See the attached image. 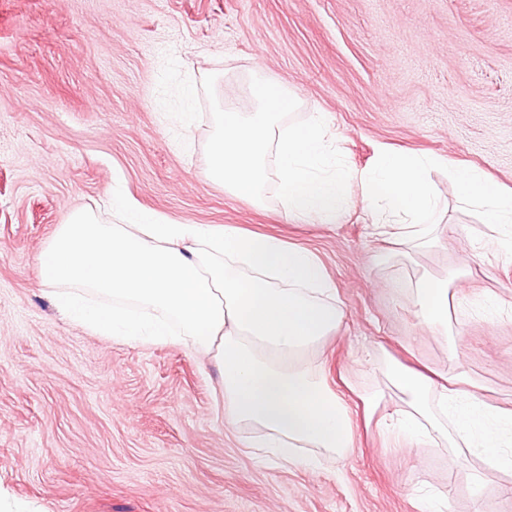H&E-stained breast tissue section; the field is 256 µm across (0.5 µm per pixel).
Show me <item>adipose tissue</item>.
<instances>
[{
	"mask_svg": "<svg viewBox=\"0 0 512 512\" xmlns=\"http://www.w3.org/2000/svg\"><path fill=\"white\" fill-rule=\"evenodd\" d=\"M118 224L79 211L39 256L56 308L98 336L175 343L219 375L226 424L246 430L247 454L311 467L355 446V416L325 380L312 350L340 328L344 311L318 257L233 224H174L116 198ZM449 279L421 277L409 299L420 322L448 335ZM384 440L478 455L485 468L512 469V409L478 400L462 376L425 364L388 366L364 397Z\"/></svg>",
	"mask_w": 512,
	"mask_h": 512,
	"instance_id": "adipose-tissue-1",
	"label": "adipose tissue"
}]
</instances>
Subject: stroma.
I'll list each match as a JSON object with an SVG mask.
<instances>
[{"label": "stroma", "mask_w": 512, "mask_h": 512, "mask_svg": "<svg viewBox=\"0 0 512 512\" xmlns=\"http://www.w3.org/2000/svg\"><path fill=\"white\" fill-rule=\"evenodd\" d=\"M221 106L254 76L324 113L346 163L381 150L473 165L512 188V0H0V512H512V470L480 494L478 456L449 463L393 450L356 421V446L314 469L260 462L217 411V371L181 346L124 343L70 323L40 283L60 225L119 194L176 224H236L314 251L345 311L317 355L327 379L372 389L415 355L512 407V307L490 321L459 301L512 297V261L492 230L448 203L437 246L398 253L371 232L358 188L332 224H300L274 192L262 205L206 176L210 112L188 126L162 110L166 54ZM456 273L455 346L422 326L409 290Z\"/></svg>", "instance_id": "obj_1"}]
</instances>
